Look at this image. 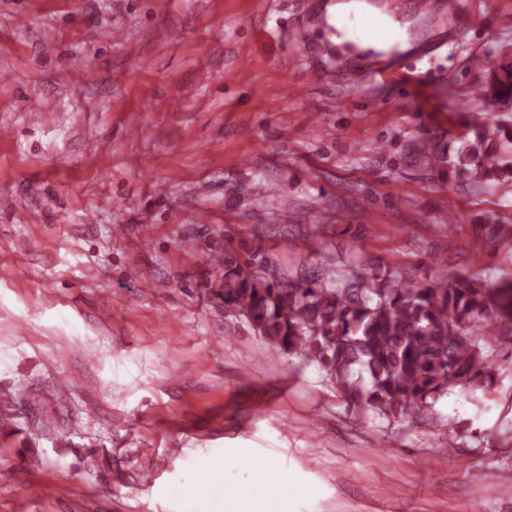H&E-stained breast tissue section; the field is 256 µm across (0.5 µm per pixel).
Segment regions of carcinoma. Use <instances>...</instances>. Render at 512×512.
Masks as SVG:
<instances>
[{
    "instance_id": "carcinoma-1",
    "label": "carcinoma",
    "mask_w": 512,
    "mask_h": 512,
    "mask_svg": "<svg viewBox=\"0 0 512 512\" xmlns=\"http://www.w3.org/2000/svg\"><path fill=\"white\" fill-rule=\"evenodd\" d=\"M458 163L474 182L512 177V157L470 148ZM485 247L512 243V224H478ZM224 312L287 356L318 365L353 411L388 419L432 408L456 386L494 378L493 354H512V277L494 283L457 270L420 283L403 269L364 273L330 255L317 277L224 250Z\"/></svg>"
}]
</instances>
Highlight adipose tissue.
I'll return each instance as SVG.
<instances>
[{
    "mask_svg": "<svg viewBox=\"0 0 512 512\" xmlns=\"http://www.w3.org/2000/svg\"><path fill=\"white\" fill-rule=\"evenodd\" d=\"M241 468L254 469L256 488L227 489L224 492V512H276L275 503L284 499L306 495L304 487L285 482L281 469L270 465L253 468L249 457H240Z\"/></svg>",
    "mask_w": 512,
    "mask_h": 512,
    "instance_id": "1",
    "label": "adipose tissue"
}]
</instances>
